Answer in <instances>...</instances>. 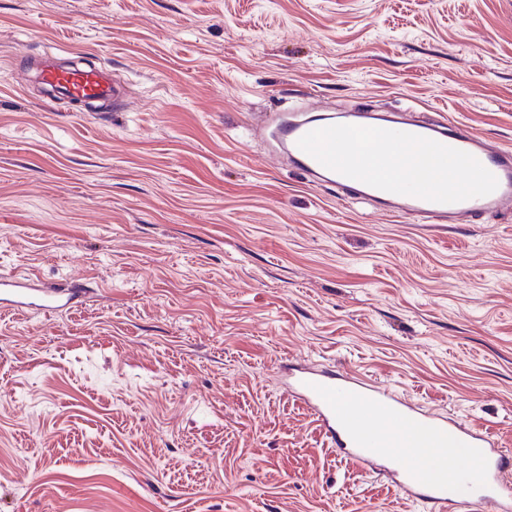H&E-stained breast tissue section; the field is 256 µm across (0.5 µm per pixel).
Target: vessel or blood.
<instances>
[{"mask_svg": "<svg viewBox=\"0 0 512 512\" xmlns=\"http://www.w3.org/2000/svg\"><path fill=\"white\" fill-rule=\"evenodd\" d=\"M40 82L53 101L112 102L115 81L91 66L46 61ZM277 139L298 170L340 189L343 198L383 202L422 223L451 221L512 204V151L495 148L459 126L434 128L385 116L363 121L335 115L274 121ZM28 277L0 275V306L62 309L61 291L31 290ZM288 390L306 404L337 448L391 478L405 497L439 512L471 504L512 512V456L491 434L424 411L360 377L343 378L319 365L289 369ZM472 453L468 470L451 476L445 448Z\"/></svg>", "mask_w": 512, "mask_h": 512, "instance_id": "vessel-or-blood-1", "label": "vessel or blood"}]
</instances>
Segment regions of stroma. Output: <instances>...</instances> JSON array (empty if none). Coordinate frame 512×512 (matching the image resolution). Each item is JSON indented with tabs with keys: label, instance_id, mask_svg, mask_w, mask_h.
Here are the masks:
<instances>
[{
	"label": "stroma",
	"instance_id": "1",
	"mask_svg": "<svg viewBox=\"0 0 512 512\" xmlns=\"http://www.w3.org/2000/svg\"><path fill=\"white\" fill-rule=\"evenodd\" d=\"M68 56L102 110L32 83ZM512 150V0H0V512H435L340 455L285 364L369 378L512 451V208L411 224L309 182L269 112ZM28 276L18 274L0 275V303L5 310H19L32 306L47 312L64 308L67 302L62 300V291L55 288H28ZM36 291L37 294L32 293Z\"/></svg>",
	"mask_w": 512,
	"mask_h": 512
}]
</instances>
